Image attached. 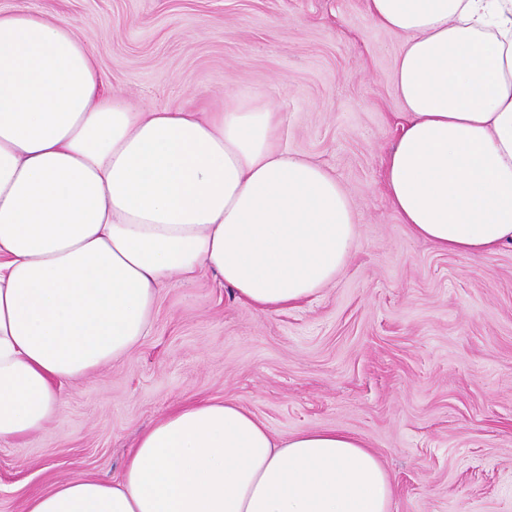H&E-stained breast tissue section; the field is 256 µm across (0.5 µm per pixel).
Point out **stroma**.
<instances>
[{"label":"stroma","instance_id":"1","mask_svg":"<svg viewBox=\"0 0 512 512\" xmlns=\"http://www.w3.org/2000/svg\"><path fill=\"white\" fill-rule=\"evenodd\" d=\"M19 7L68 19L133 107L275 100L282 145L345 187L361 246L282 312L209 273L166 289L130 356L65 385L43 429L0 445V512L62 480L118 479L142 431L206 398L277 435L354 432L394 479L391 512H512V247L440 251L391 205L403 36L367 0H0Z\"/></svg>","mask_w":512,"mask_h":512}]
</instances>
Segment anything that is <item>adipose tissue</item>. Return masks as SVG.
<instances>
[{
  "label": "adipose tissue",
  "instance_id": "adipose-tissue-1",
  "mask_svg": "<svg viewBox=\"0 0 512 512\" xmlns=\"http://www.w3.org/2000/svg\"><path fill=\"white\" fill-rule=\"evenodd\" d=\"M404 45L405 121L384 159L413 235L512 246V0H367ZM66 20L0 11V443L40 430L64 383L131 354L175 279L213 273L279 312L360 245L339 180L277 143L273 101L130 108ZM395 484L342 427L273 435L232 399L169 411L118 480L62 481L26 512H391Z\"/></svg>",
  "mask_w": 512,
  "mask_h": 512
}]
</instances>
